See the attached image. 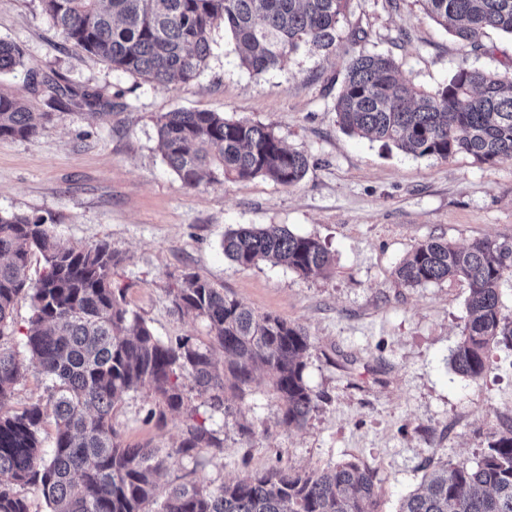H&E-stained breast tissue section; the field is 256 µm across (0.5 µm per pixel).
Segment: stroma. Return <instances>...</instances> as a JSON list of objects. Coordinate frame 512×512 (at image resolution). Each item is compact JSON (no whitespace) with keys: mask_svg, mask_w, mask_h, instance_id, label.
Wrapping results in <instances>:
<instances>
[{"mask_svg":"<svg viewBox=\"0 0 512 512\" xmlns=\"http://www.w3.org/2000/svg\"><path fill=\"white\" fill-rule=\"evenodd\" d=\"M341 26L363 30L364 39L346 38L329 56L302 47L284 68L260 74L238 66L231 35L216 29L204 72L190 85L163 88L64 46L39 0H0V39L19 45L26 64L0 75V87L52 113L36 138L0 139V214L52 218L53 230L79 248L110 243L124 258L114 287L162 341L209 342L204 321L172 311L170 287L194 272L256 313L301 325L312 343L305 374L323 400L298 429L281 424L280 398L262 374L229 416L186 385L184 409L160 427L147 416L153 394L127 393L112 423L127 443L167 455L160 490L215 487L274 466L310 472L360 461L377 471L378 512H397L428 462L474 459L490 429L512 425L511 352L492 350L477 384L450 364L466 281L411 288L395 275L406 254L433 237L460 246L512 241V159H415L343 133L334 111L355 54L391 55L408 82L432 90L461 68L505 71L512 37L490 31L482 51H465L420 0H351ZM29 67L100 90L114 107L95 116L49 109L50 92L32 87ZM177 109L268 125L309 156L310 169L293 187L257 177L185 188L156 135L157 118ZM243 224H279L318 239L333 266L305 278L284 266L237 265L221 243ZM32 314L30 300L19 299L0 327V347L27 358ZM244 421L255 435L240 434ZM196 423L220 433L222 450L177 454Z\"/></svg>","mask_w":512,"mask_h":512,"instance_id":"obj_1","label":"stroma"}]
</instances>
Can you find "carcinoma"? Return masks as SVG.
I'll return each instance as SVG.
<instances>
[{"mask_svg":"<svg viewBox=\"0 0 512 512\" xmlns=\"http://www.w3.org/2000/svg\"><path fill=\"white\" fill-rule=\"evenodd\" d=\"M70 46L106 61L114 71L162 87L190 84L205 69L210 36L224 27L236 41L239 65L257 74L282 68L310 45L336 51L339 24L350 0H40ZM428 17L474 52L478 36H512V0H420ZM25 67L23 50L0 40V74ZM44 83L60 106L113 107L97 89L60 79ZM337 123L350 135L393 145L413 158L446 160L465 152L482 163L512 158V76L456 70L433 91L403 80L400 65L382 54L351 58L335 103ZM52 113L0 91V138L31 140ZM156 134L163 158L183 186L225 178H268L286 187L301 182L308 155L286 147L262 123L216 112L175 110L161 115ZM224 256L239 266L284 265L303 277L333 262L320 241L285 227L240 226L224 235ZM45 267L34 282L28 258ZM124 258L102 241L70 246L39 214L0 215V326L19 298H30V360L51 381L45 403L3 413L25 367L0 347V512H30L19 489L33 485L50 512H146L156 501L165 458L147 444L123 441L112 416L124 395L148 389V417L184 409L191 379L215 408L241 400L258 369L267 372L281 401V424L300 428L319 395L305 378L311 348L303 327L259 315L196 274L170 289L173 311L205 321L209 345L189 337L165 343L127 308L112 276ZM406 286L461 278L469 287L466 318L451 357L454 370L476 383L490 368L491 346L512 349V320L501 316L499 285L512 277V242L491 238L458 247L443 238L418 243L395 270ZM224 351L218 364L212 349ZM52 410L56 433L42 450L40 431ZM223 447L204 424H192L176 452ZM376 469L354 461L319 471L272 468L210 488L178 484L154 512H377ZM398 512H512V427L490 434L473 462L432 468L422 489Z\"/></svg>","mask_w":512,"mask_h":512,"instance_id":"1","label":"carcinoma"}]
</instances>
